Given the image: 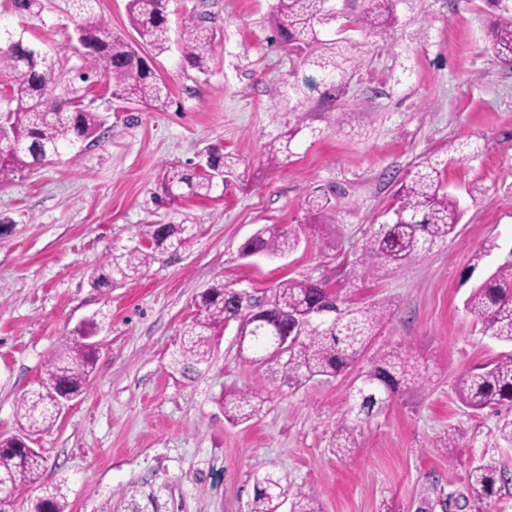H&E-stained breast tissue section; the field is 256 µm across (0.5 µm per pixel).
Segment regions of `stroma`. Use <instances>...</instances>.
I'll return each instance as SVG.
<instances>
[{
  "mask_svg": "<svg viewBox=\"0 0 512 512\" xmlns=\"http://www.w3.org/2000/svg\"><path fill=\"white\" fill-rule=\"evenodd\" d=\"M274 0H171L170 19L206 17L216 34L207 73L186 67L178 49L154 67L172 102L157 112L112 97L77 43L64 0H42L22 21L0 0V23L61 63L62 89L84 94L104 118L77 159L62 155L0 186V437L18 430L16 406L45 360L83 320L102 317L99 354L82 396L54 428L36 435L43 483L59 486L67 512H251L254 482L274 473L289 496L316 498L324 512H416L424 499L464 493L468 473L493 460L512 471V405L472 411L453 384L463 372L512 357V344L485 335L464 310L474 280L512 250V69L487 49L484 0H399L388 35L344 31L363 64L326 95L319 70L291 60L274 40ZM316 88L294 96L305 79ZM299 133L281 166L264 148ZM473 143L443 174L464 211L456 236L395 269L359 263L419 158ZM216 148L237 162L223 195L169 201L162 166L197 164ZM314 190L333 205L329 241L304 205ZM197 219L173 257L133 283L91 287L92 269L141 245L146 225L173 211ZM269 224L302 227L282 259L244 258L241 245ZM480 265H473L476 252ZM343 288L352 300L388 299L393 316L361 361L328 381L288 387L279 365L238 355L237 325L212 332L207 370L187 378L169 366L197 296L215 283L267 288L289 278ZM397 350L422 364L424 391L394 398L357 430L347 459L330 450L336 419L357 376ZM260 388L265 414L226 422L224 392ZM459 447H441L447 428Z\"/></svg>",
  "mask_w": 512,
  "mask_h": 512,
  "instance_id": "stroma-1",
  "label": "stroma"
}]
</instances>
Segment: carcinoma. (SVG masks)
Masks as SVG:
<instances>
[{
	"label": "carcinoma",
	"mask_w": 512,
	"mask_h": 512,
	"mask_svg": "<svg viewBox=\"0 0 512 512\" xmlns=\"http://www.w3.org/2000/svg\"><path fill=\"white\" fill-rule=\"evenodd\" d=\"M94 0H66L73 17L74 32L93 69L112 87L118 100L142 102L164 112L169 95L149 60L171 47L169 0H128L130 23L137 43L112 33L102 24ZM331 0H275L271 24L280 43L300 64L326 74L342 69L345 55L336 40L327 39L323 28L339 18ZM398 0H367L365 9L346 22L368 34H383L395 22ZM496 14L490 30V49L498 61L512 68V0H489ZM40 0H11V11L33 17ZM0 47V68L13 74L12 100L15 107L0 117L10 140L0 143V185L12 183L36 169L49 157L68 152L79 157L81 145L103 125L91 105L57 92L60 71L56 61L24 40L23 34L8 30ZM178 48L190 67L204 73L215 51L213 34L205 20L188 16L182 21ZM209 168L202 173L177 163L164 166L165 194L173 201L183 197L209 198L220 180L235 171V161L215 150L206 152ZM441 162L430 156L420 159L408 182L401 185L390 221L367 242L361 264L368 268L385 263L398 269L422 257L455 234L462 210L456 196L442 182ZM307 206L320 219L329 216L326 195H309ZM193 219L185 213L180 220L148 224L147 246H136L115 254L107 266L91 273L96 288H110L114 277L134 282L166 253H177L191 237ZM299 244L293 225L271 224L241 247L244 257L261 254L281 258ZM196 314L172 356L173 368L183 373L199 371L211 359V332L221 324L238 322V352L244 359L272 360L283 370L288 384L299 387L313 379L329 380L350 369L366 352L372 338L392 315V303L374 302L358 306L341 288H330L321 280L287 279L261 292H245L218 283L195 300ZM465 309L482 326V331L512 344V256H504L496 269L475 285L465 300ZM99 324L92 320L80 329V338L47 359L38 387L25 393L17 406L22 434L0 441V483L14 488L39 486L41 496L30 512H66L57 489L40 485L44 457L23 445L25 439L51 429L57 420L55 404L48 397L74 399L83 394L95 364L98 348L89 344ZM288 337V349H276L278 336ZM423 389L426 379L407 365L401 353L391 352L372 363L350 392L352 404L336 420L333 453L343 459L356 447L358 424L408 388ZM459 402L473 410L512 403V357L472 368L454 382ZM225 419L233 424L249 422L261 415L266 396L256 388L226 393L222 397ZM512 483V476L488 461L470 471L463 503L439 493L442 512L454 506L459 512L472 506L488 507L499 487ZM288 488L271 473L256 479L252 512H279ZM291 512H322L317 500L297 496Z\"/></svg>",
	"instance_id": "cac0c4a2"
}]
</instances>
